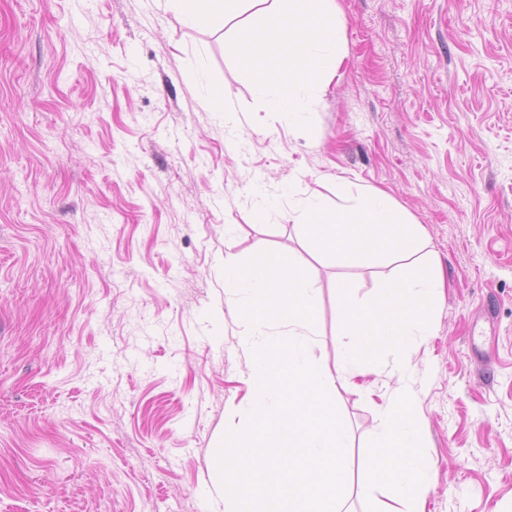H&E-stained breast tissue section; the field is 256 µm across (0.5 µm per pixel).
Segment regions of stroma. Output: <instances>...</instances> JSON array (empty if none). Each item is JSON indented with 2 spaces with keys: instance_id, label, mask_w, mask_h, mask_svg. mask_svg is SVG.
Returning <instances> with one entry per match:
<instances>
[{
  "instance_id": "1",
  "label": "stroma",
  "mask_w": 512,
  "mask_h": 512,
  "mask_svg": "<svg viewBox=\"0 0 512 512\" xmlns=\"http://www.w3.org/2000/svg\"><path fill=\"white\" fill-rule=\"evenodd\" d=\"M348 59L288 125L236 32L166 0H0V512H224L213 490L250 388L224 262L261 250L316 288L334 366L349 265L289 221L376 188L444 281L405 376L341 388L346 512L397 387L432 468L425 512H512V0H338ZM223 98L225 109L212 106Z\"/></svg>"
}]
</instances>
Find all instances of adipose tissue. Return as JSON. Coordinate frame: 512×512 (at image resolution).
Returning <instances> with one entry per match:
<instances>
[{
  "instance_id": "adipose-tissue-1",
  "label": "adipose tissue",
  "mask_w": 512,
  "mask_h": 512,
  "mask_svg": "<svg viewBox=\"0 0 512 512\" xmlns=\"http://www.w3.org/2000/svg\"><path fill=\"white\" fill-rule=\"evenodd\" d=\"M291 218L341 264L411 253L419 237L417 225L376 189L358 192L333 208L310 201ZM420 429L413 395L398 392L381 412L373 450L364 463L372 485L382 492L374 512H424L430 472Z\"/></svg>"
}]
</instances>
